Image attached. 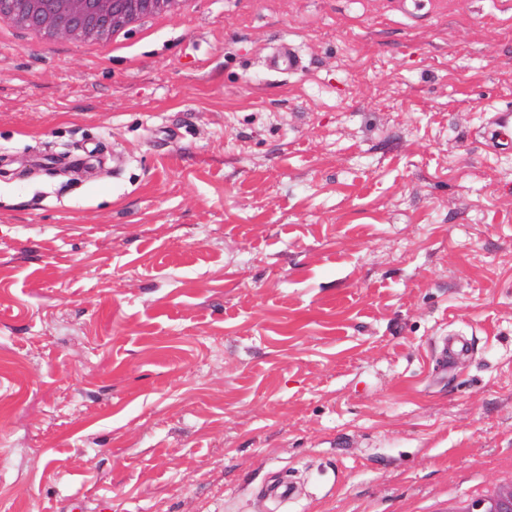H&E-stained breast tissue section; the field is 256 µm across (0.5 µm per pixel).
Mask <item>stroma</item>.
I'll use <instances>...</instances> for the list:
<instances>
[{"instance_id": "stroma-1", "label": "stroma", "mask_w": 512, "mask_h": 512, "mask_svg": "<svg viewBox=\"0 0 512 512\" xmlns=\"http://www.w3.org/2000/svg\"><path fill=\"white\" fill-rule=\"evenodd\" d=\"M283 42L303 71L266 69ZM508 105L512 0L0 33V512H430L511 482L512 151L482 134ZM83 145L122 168L29 170ZM441 359L442 367L444 370L448 368V360L458 358L459 356L465 355L470 350L469 343L464 339L459 338H448L447 336L442 339L440 346L438 347Z\"/></svg>"}]
</instances>
